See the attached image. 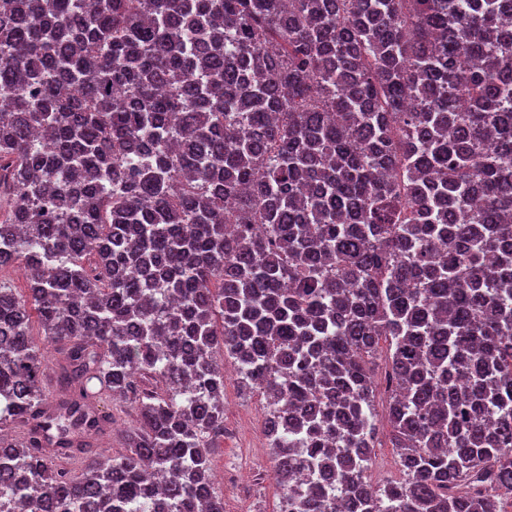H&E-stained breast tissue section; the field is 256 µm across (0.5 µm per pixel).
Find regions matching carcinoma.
<instances>
[{"label": "carcinoma", "instance_id": "cac0c4a2", "mask_svg": "<svg viewBox=\"0 0 512 512\" xmlns=\"http://www.w3.org/2000/svg\"><path fill=\"white\" fill-rule=\"evenodd\" d=\"M509 71L512 0H0V512H224L226 356L289 512H508ZM112 437L104 436L99 440H95V436H90L88 441L93 446V449L97 448H109L112 445V455H118L123 451V445L121 441V434L133 426L136 422V412L129 403L122 401H112ZM383 441H380V446L374 449V459L380 465L377 469V477L375 485L383 486L390 482H393V477L402 476V472L399 469V458L396 455L393 448L389 444L388 438L385 435L382 437ZM375 461L372 457L368 458L366 464V475L368 476L369 471L376 467Z\"/></svg>", "mask_w": 512, "mask_h": 512}]
</instances>
